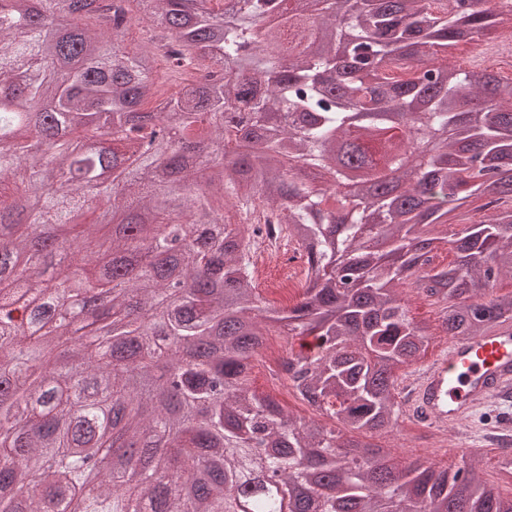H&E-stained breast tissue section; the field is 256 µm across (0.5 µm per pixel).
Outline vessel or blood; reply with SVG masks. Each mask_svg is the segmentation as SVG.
<instances>
[{"label":"vessel or blood","instance_id":"1","mask_svg":"<svg viewBox=\"0 0 512 512\" xmlns=\"http://www.w3.org/2000/svg\"><path fill=\"white\" fill-rule=\"evenodd\" d=\"M404 389L413 414L436 426L478 413L492 394L512 390V326L450 341L406 379Z\"/></svg>","mask_w":512,"mask_h":512}]
</instances>
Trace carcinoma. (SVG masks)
<instances>
[{"label":"carcinoma","instance_id":"obj_1","mask_svg":"<svg viewBox=\"0 0 512 512\" xmlns=\"http://www.w3.org/2000/svg\"><path fill=\"white\" fill-rule=\"evenodd\" d=\"M506 22L500 0H0V512H235L251 489L268 512L265 471L303 512H512L475 465L374 466L368 442L429 347L399 285L445 303L452 339L512 323V293L486 294L512 275V78L448 65ZM137 23L153 40L130 49ZM159 55L186 77L147 110ZM354 175L363 194L327 193ZM471 197L488 215L432 236ZM266 211L308 264L271 311L249 256ZM118 214L129 232L98 237ZM114 252L142 262L104 278ZM272 334L340 428L253 389ZM100 448L110 471L85 465Z\"/></svg>","mask_w":512,"mask_h":512}]
</instances>
